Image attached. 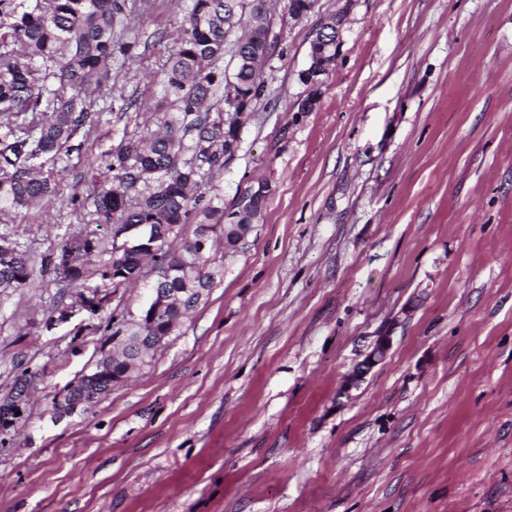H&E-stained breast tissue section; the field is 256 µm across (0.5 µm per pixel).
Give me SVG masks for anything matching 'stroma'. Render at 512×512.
<instances>
[{
  "label": "stroma",
  "mask_w": 512,
  "mask_h": 512,
  "mask_svg": "<svg viewBox=\"0 0 512 512\" xmlns=\"http://www.w3.org/2000/svg\"><path fill=\"white\" fill-rule=\"evenodd\" d=\"M276 3L265 99L211 181L228 205L273 191L239 253L210 251L195 312L93 405L54 410L149 279L92 312L46 259L65 237L110 241L70 200L93 190L87 158L155 129L186 0L132 20L136 56L57 156V196L0 220L35 265L0 299V397L36 374L0 433V512H512V0ZM343 9L336 64L298 111L309 44ZM381 336L384 362L341 394Z\"/></svg>",
  "instance_id": "obj_1"
}]
</instances>
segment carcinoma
Masks as SVG:
<instances>
[{"mask_svg": "<svg viewBox=\"0 0 512 512\" xmlns=\"http://www.w3.org/2000/svg\"><path fill=\"white\" fill-rule=\"evenodd\" d=\"M132 9L129 0H0L1 217H17L54 197V170L36 161L71 148L91 120L89 94L112 90V62L134 48L121 37ZM271 23L256 0H188L180 36L160 68L158 130L108 154L93 177L89 201L71 199L91 224L114 232L124 224H147L159 241L155 254L147 248L116 254L94 232L69 238L54 257L63 281L82 286L97 277L116 288L138 281L148 259L156 268L150 287L175 290L180 298L155 320L144 310L132 320L112 314L104 343L113 347H100L109 366H91L82 387L65 398L66 412L83 399H99L126 371L146 363L150 347L140 337L164 336L190 317L199 295L182 292L183 275L205 293L213 288L210 242L223 237L225 248L233 249L239 226L219 193L206 196L199 189L224 167V153L237 142L224 114L252 112L265 98L260 65L278 47L268 38ZM187 224L194 229L184 237ZM178 237L174 248L170 240ZM0 243L8 247L0 255V293L27 287L34 273L29 255L5 238ZM122 328L124 337L113 341ZM34 377H17L0 401L1 429L18 418L15 399Z\"/></svg>", "mask_w": 512, "mask_h": 512, "instance_id": "carcinoma-1", "label": "carcinoma"}]
</instances>
